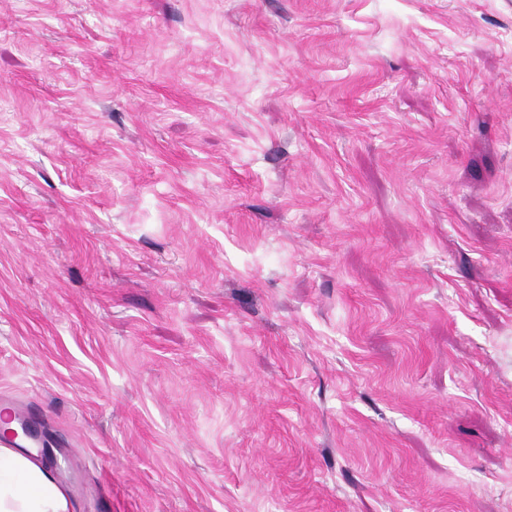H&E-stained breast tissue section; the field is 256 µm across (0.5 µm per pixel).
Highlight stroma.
<instances>
[{
    "instance_id": "35a3bbf8",
    "label": "stroma",
    "mask_w": 512,
    "mask_h": 512,
    "mask_svg": "<svg viewBox=\"0 0 512 512\" xmlns=\"http://www.w3.org/2000/svg\"><path fill=\"white\" fill-rule=\"evenodd\" d=\"M0 402L79 512H512V0H0Z\"/></svg>"
}]
</instances>
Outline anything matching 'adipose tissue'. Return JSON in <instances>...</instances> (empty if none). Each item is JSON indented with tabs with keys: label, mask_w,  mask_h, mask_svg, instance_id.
I'll return each mask as SVG.
<instances>
[{
	"label": "adipose tissue",
	"mask_w": 512,
	"mask_h": 512,
	"mask_svg": "<svg viewBox=\"0 0 512 512\" xmlns=\"http://www.w3.org/2000/svg\"><path fill=\"white\" fill-rule=\"evenodd\" d=\"M67 490L35 453L0 447V512H76Z\"/></svg>",
	"instance_id": "obj_1"
}]
</instances>
